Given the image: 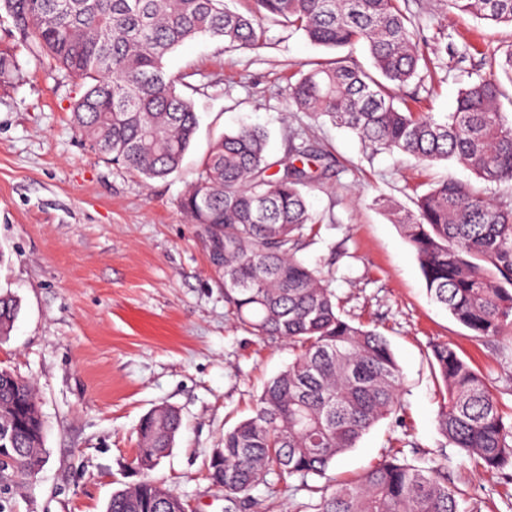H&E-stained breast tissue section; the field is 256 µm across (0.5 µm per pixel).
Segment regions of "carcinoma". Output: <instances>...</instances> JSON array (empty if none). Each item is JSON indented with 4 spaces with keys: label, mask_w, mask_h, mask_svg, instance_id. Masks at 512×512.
Returning <instances> with one entry per match:
<instances>
[{
    "label": "carcinoma",
    "mask_w": 512,
    "mask_h": 512,
    "mask_svg": "<svg viewBox=\"0 0 512 512\" xmlns=\"http://www.w3.org/2000/svg\"><path fill=\"white\" fill-rule=\"evenodd\" d=\"M240 13L226 0H3L34 58L87 83L73 121L94 151L143 180L176 172L198 127L183 78L165 60L198 36L257 50L270 26L302 32L326 48L367 47L372 69L347 57L313 64L289 87L299 112L327 116L375 153L421 163L454 161L487 185L512 182V122L501 110V84L481 77L461 90L455 110L435 118L395 106L398 92L426 62L408 0H250ZM461 13L512 25V0H448ZM322 153L304 143L273 159L267 135L243 126L214 141L180 201L220 255L224 301L259 338H282L295 357L264 387L252 415L224 432L207 462L212 485L232 505H257L251 491L293 476L322 477L380 419L399 407L402 370L389 342L343 318L330 280L299 256L318 220L306 190L321 178ZM416 250L430 298L473 336L512 334V208L452 179L392 212ZM18 302L0 293V339L9 336ZM432 357L443 382L441 435L481 471L512 469V414L484 378L448 343ZM18 429L0 484L31 479L46 458L44 420L34 385L0 374V424ZM180 411L155 408L137 429L135 464L142 479L112 494L106 512H170L183 502L151 471L173 448ZM313 512H459L448 485V456L428 466L392 455L356 480L320 487Z\"/></svg>",
    "instance_id": "carcinoma-1"
}]
</instances>
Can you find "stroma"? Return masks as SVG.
I'll use <instances>...</instances> for the list:
<instances>
[{
    "label": "stroma",
    "mask_w": 512,
    "mask_h": 512,
    "mask_svg": "<svg viewBox=\"0 0 512 512\" xmlns=\"http://www.w3.org/2000/svg\"><path fill=\"white\" fill-rule=\"evenodd\" d=\"M428 42L429 77L399 100L416 112L454 111L460 90L488 76L487 49L512 45V26L462 14L445 0H409ZM336 50L270 27L266 47L187 41L166 60L183 76L199 128L182 168L144 181L97 155L71 121L83 82L19 55L0 77V291L19 313L0 341V368L37 388L47 461L38 476L0 489V512H105L117 489L139 481L140 419L178 408L183 427L153 472L188 512H224L206 463L226 429L249 417L265 383L294 358L286 341L259 339L224 303V281L180 208L212 140L243 125L327 150L332 166L307 192L320 224L301 252L330 279L344 317L383 334L403 372L398 416L378 422L325 476L274 481L253 496L260 512H300L312 489L354 478L394 452L425 464L448 455L460 512H512V469L477 471L440 435L431 347L453 344L512 411V336L474 337L429 297L414 248L388 207L413 208L436 181H480L454 162L372 153L328 117L288 102V85Z\"/></svg>",
    "instance_id": "obj_1"
}]
</instances>
